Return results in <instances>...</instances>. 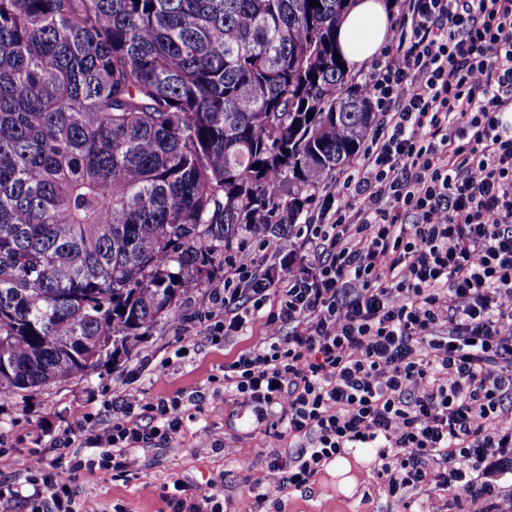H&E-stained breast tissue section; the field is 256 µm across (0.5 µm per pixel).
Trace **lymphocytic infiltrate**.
<instances>
[{"label": "lymphocytic infiltrate", "mask_w": 512, "mask_h": 512, "mask_svg": "<svg viewBox=\"0 0 512 512\" xmlns=\"http://www.w3.org/2000/svg\"><path fill=\"white\" fill-rule=\"evenodd\" d=\"M364 90L379 119L336 207L290 242L288 273L235 256L200 303L213 341L259 323L262 341L224 365V395L297 445L269 466L306 486L348 448L376 451L405 512L426 486L494 498L512 460V0H408ZM223 305V316L214 308ZM181 396L127 395L111 424L51 439L93 454L72 471L127 475L137 448L183 422ZM28 512H82L75 479L33 466L0 480ZM170 512H233L210 482L165 486Z\"/></svg>", "instance_id": "lymphocytic-infiltrate-1"}]
</instances>
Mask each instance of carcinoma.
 Returning <instances> with one entry per match:
<instances>
[{
	"label": "carcinoma",
	"mask_w": 512,
	"mask_h": 512,
	"mask_svg": "<svg viewBox=\"0 0 512 512\" xmlns=\"http://www.w3.org/2000/svg\"><path fill=\"white\" fill-rule=\"evenodd\" d=\"M318 2L0 0V397L127 353L360 152Z\"/></svg>",
	"instance_id": "obj_1"
}]
</instances>
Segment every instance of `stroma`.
<instances>
[{
  "label": "stroma",
  "instance_id": "1",
  "mask_svg": "<svg viewBox=\"0 0 512 512\" xmlns=\"http://www.w3.org/2000/svg\"><path fill=\"white\" fill-rule=\"evenodd\" d=\"M244 249L263 259L270 277L287 274L279 257L243 234L218 256L208 289L223 287L230 258ZM198 306L196 289H189L117 364L83 379L51 382L0 400V440L10 445L0 454V476L24 478L51 438L77 420L94 428L110 421L113 405L127 394H140L147 402L180 394L190 400L182 427L161 447L136 449L133 475L114 479L97 470L82 474L83 512H113L118 503L126 512H164L163 485L179 479L203 489L219 478L238 512H249L253 487L268 493L267 512H403L401 503L387 496L371 454L349 455L355 479L350 490L341 489L332 461L307 488L278 490V476L268 463L277 455H294V445L253 424L247 411L224 397L225 363L258 343L261 331L253 325L224 343H213L206 323L196 318ZM181 348L186 351L182 358L176 355Z\"/></svg>",
  "mask_w": 512,
  "mask_h": 512
}]
</instances>
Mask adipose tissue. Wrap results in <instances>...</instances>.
Masks as SVG:
<instances>
[{
    "label": "adipose tissue",
    "instance_id": "obj_1",
    "mask_svg": "<svg viewBox=\"0 0 512 512\" xmlns=\"http://www.w3.org/2000/svg\"><path fill=\"white\" fill-rule=\"evenodd\" d=\"M389 10L387 0H352L336 33L351 68L370 64L385 50L390 37Z\"/></svg>",
    "mask_w": 512,
    "mask_h": 512
}]
</instances>
